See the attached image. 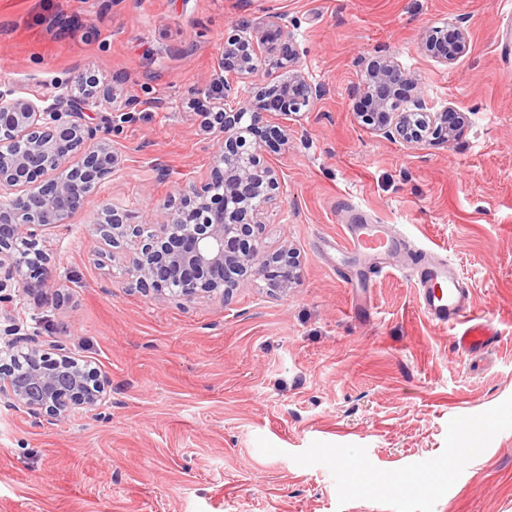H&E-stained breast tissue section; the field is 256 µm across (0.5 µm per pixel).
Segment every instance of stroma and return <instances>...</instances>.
<instances>
[{
    "label": "stroma",
    "instance_id": "35a3bbf8",
    "mask_svg": "<svg viewBox=\"0 0 512 512\" xmlns=\"http://www.w3.org/2000/svg\"><path fill=\"white\" fill-rule=\"evenodd\" d=\"M280 17L310 111L270 116L282 193L262 244L294 249L298 281L247 278L226 301L156 303L90 228L103 204L149 224L209 178L220 141L197 91L221 78L228 37ZM457 23L448 65L422 43ZM501 0H0V92L36 98L98 79L88 120L123 111L121 164L40 246L61 300L21 294L16 318L67 340L108 378L103 414L36 424L0 401V512H512V55ZM394 58L434 110L466 121L411 148L364 128L358 86ZM413 244L369 273L333 245L342 204ZM450 260L492 320L495 346L463 355L420 311L417 249ZM468 430L449 463V423Z\"/></svg>",
    "mask_w": 512,
    "mask_h": 512
}]
</instances>
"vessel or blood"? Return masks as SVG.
<instances>
[{
	"label": "vessel or blood",
	"mask_w": 512,
	"mask_h": 512,
	"mask_svg": "<svg viewBox=\"0 0 512 512\" xmlns=\"http://www.w3.org/2000/svg\"><path fill=\"white\" fill-rule=\"evenodd\" d=\"M348 244L383 271L388 255L403 248L402 238L384 224L359 222L349 225ZM418 288L419 305L439 328L453 327L458 349L477 352L494 343L497 332L487 317L475 311L472 293L460 283L454 266L445 260L418 261L411 266Z\"/></svg>",
	"instance_id": "vessel-or-blood-1"
}]
</instances>
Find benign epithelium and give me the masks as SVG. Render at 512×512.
Listing matches in <instances>:
<instances>
[{"mask_svg":"<svg viewBox=\"0 0 512 512\" xmlns=\"http://www.w3.org/2000/svg\"><path fill=\"white\" fill-rule=\"evenodd\" d=\"M422 39L446 65L467 46L464 31L457 27H430ZM295 64L284 26L275 19L252 37L225 42L222 66L231 78L248 79L276 69L290 71L288 81L258 88L250 112L235 104L232 81L199 89H220L214 118L224 145L215 152L210 180L189 185L178 203L159 206L151 224H130L126 215L103 205L105 218L92 225V233L125 250L136 286L154 300H226L246 276L262 280L272 291H286L295 283L297 257L289 250L270 253L259 244L264 212L280 187L278 171L266 160L261 144L243 152V134L255 130L265 116L277 112L289 117L321 96L322 88L295 70ZM359 93L366 103L359 117L369 130L411 147L447 141L462 118L451 105L429 111L417 84L392 58L367 66ZM97 106L92 89L38 103L0 93V146H5L0 149V310L7 321L0 328V353L23 357L21 362L0 359V399L36 423H62L78 408L100 413L110 399L107 378L67 341L47 343L38 329L29 330L11 317L14 288L60 298V282L51 258L39 247L38 232L67 223L83 209L86 190L119 168L109 130H117L128 113L90 126L85 116ZM244 154L248 164L229 168V159Z\"/></svg>","mask_w":512,"mask_h":512,"instance_id":"1","label":"benign epithelium"}]
</instances>
